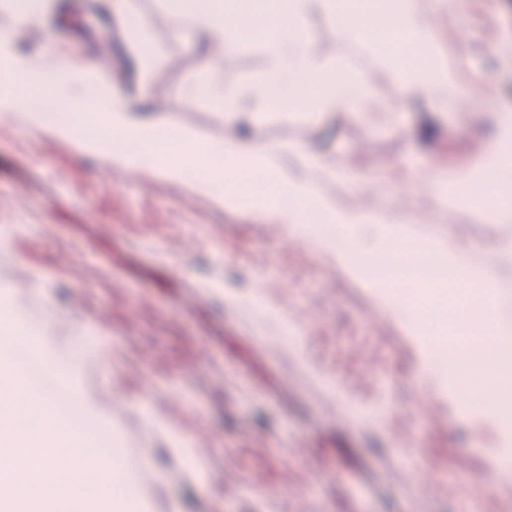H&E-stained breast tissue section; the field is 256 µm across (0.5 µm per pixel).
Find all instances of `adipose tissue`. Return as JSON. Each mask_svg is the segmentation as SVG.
Masks as SVG:
<instances>
[{
  "instance_id": "obj_1",
  "label": "adipose tissue",
  "mask_w": 512,
  "mask_h": 512,
  "mask_svg": "<svg viewBox=\"0 0 512 512\" xmlns=\"http://www.w3.org/2000/svg\"><path fill=\"white\" fill-rule=\"evenodd\" d=\"M52 0H24L11 6L12 24L0 30V119L24 127L30 134H51L72 145L78 155L130 171L150 170L171 180H194L200 191L212 192L223 182L220 200L231 207L274 217L304 236L313 248L333 254L340 264L366 277L377 256V241L369 229L375 214L362 207L343 205L329 187L344 184L348 176L303 144L288 141L257 144L227 136L202 140L188 129L172 132L156 120L139 118L105 79L88 80L82 69L58 60L51 48L39 55L18 52L16 41L26 32L41 29ZM168 14L186 26L187 39L221 40L225 52L245 43L262 45L264 74L254 84L213 83L191 80L180 90L183 99L206 97L234 108L239 116L258 117L264 107L279 106L282 122L292 118L288 105L305 104L320 112L357 108L384 113V106L368 91L370 77L385 76L401 87L426 94L433 106L445 112L456 108L458 76L438 49L433 20L447 12L448 0H378L377 10L388 40H411L422 45L425 65L404 68L390 53L366 51L367 33L362 22L347 17L338 0H168ZM262 22H253V13ZM330 15L336 35L353 53L346 77L336 74L335 60L319 53L310 20L314 14ZM224 162V174L214 179L210 160ZM493 166L512 170V107L493 111V131L485 140L468 173ZM258 172L270 181L272 191L245 192L241 173ZM442 254L459 273L479 267L480 281L496 290L504 287L503 265H512V238H502L491 255L475 263L454 239H445ZM28 402L42 415V432L19 436L12 415L0 416V512H85L78 487L64 477L65 469H80L83 455L60 461L54 452L55 418L49 405L36 395ZM29 468L41 484L53 487L49 497H35L33 488H9V471Z\"/></svg>"
}]
</instances>
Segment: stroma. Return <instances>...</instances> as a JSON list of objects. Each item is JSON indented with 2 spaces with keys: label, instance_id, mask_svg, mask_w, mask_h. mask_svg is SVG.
<instances>
[{
  "label": "stroma",
  "instance_id": "35a3bbf8",
  "mask_svg": "<svg viewBox=\"0 0 512 512\" xmlns=\"http://www.w3.org/2000/svg\"><path fill=\"white\" fill-rule=\"evenodd\" d=\"M50 33L20 39L96 63L133 108L199 138L247 132L258 143L300 139L349 175L339 196L390 217L384 248L439 250L452 236L478 254L512 223L458 204L443 176L468 168L491 131L490 105L512 106V0H456L440 17V48L459 75L466 111H435L419 95L373 82L392 114L321 113L290 124L269 110L249 127L207 98L183 100L192 78L253 84L263 52L193 44L165 0H67ZM154 18L155 68L137 75L120 12ZM410 216L407 224L398 223ZM27 307L52 336L70 381L32 393L91 394L112 435L100 459L142 476L145 512H512V484L491 483L500 418L459 413L430 345L388 317L378 288L268 217L222 205L193 184L100 167L51 135L0 119V296ZM157 412L188 453L169 452ZM200 461L202 472L190 469Z\"/></svg>",
  "mask_w": 512,
  "mask_h": 512
}]
</instances>
